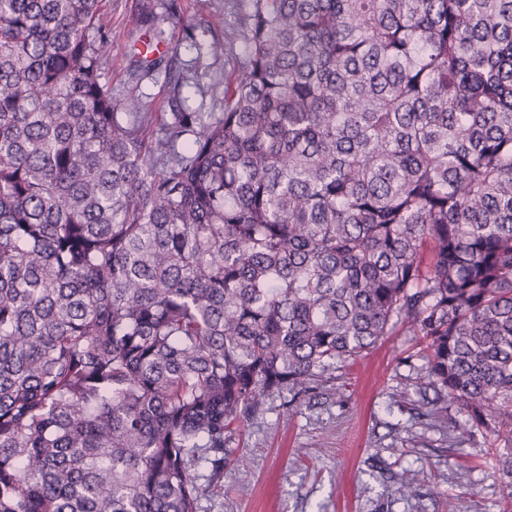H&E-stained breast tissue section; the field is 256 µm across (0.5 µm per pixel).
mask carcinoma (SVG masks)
<instances>
[{
    "label": "carcinoma",
    "instance_id": "1",
    "mask_svg": "<svg viewBox=\"0 0 512 512\" xmlns=\"http://www.w3.org/2000/svg\"><path fill=\"white\" fill-rule=\"evenodd\" d=\"M110 34L0 0V512H198L232 425L400 323L512 504V0H246L224 111L133 57L153 134ZM140 0H110L112 10V34L102 49L103 81L112 86V95L123 99L130 93L143 96L147 102L146 112H152L154 118L164 112L166 86L161 77L157 83L143 82L139 87L128 81L127 68L135 52L134 19Z\"/></svg>",
    "mask_w": 512,
    "mask_h": 512
}]
</instances>
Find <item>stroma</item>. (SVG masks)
Here are the masks:
<instances>
[{
  "mask_svg": "<svg viewBox=\"0 0 512 512\" xmlns=\"http://www.w3.org/2000/svg\"><path fill=\"white\" fill-rule=\"evenodd\" d=\"M223 23L214 34L225 54L197 56L180 28L167 27V49L185 63L192 107L224 109V78L244 59L237 0H152L168 14ZM140 0H110L112 33L102 50V76L115 98L142 96L149 112L164 110V82L134 85L127 68L135 51ZM419 339L398 325L360 356L337 362L316 394L283 392L226 435L224 476L198 512H504L505 487L480 459L486 431L464 426L457 405L422 413ZM246 456L247 466L236 463Z\"/></svg>",
  "mask_w": 512,
  "mask_h": 512,
  "instance_id": "1",
  "label": "stroma"
}]
</instances>
